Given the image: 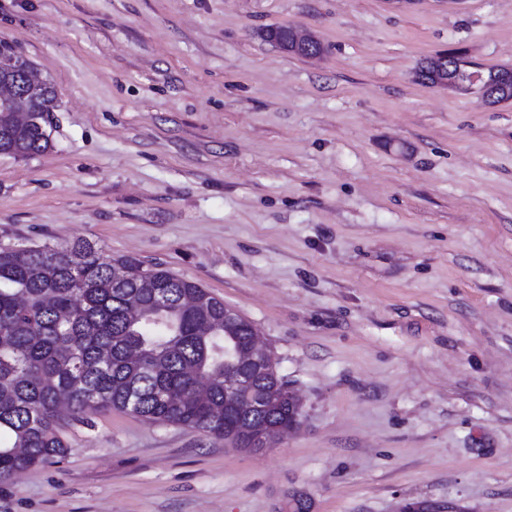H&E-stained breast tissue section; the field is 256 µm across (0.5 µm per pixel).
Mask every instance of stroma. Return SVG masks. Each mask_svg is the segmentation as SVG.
<instances>
[{
	"mask_svg": "<svg viewBox=\"0 0 512 512\" xmlns=\"http://www.w3.org/2000/svg\"><path fill=\"white\" fill-rule=\"evenodd\" d=\"M0 41L58 100L50 150L0 155V244L199 283L304 409L260 453L66 419L0 512H512V100L414 78L512 70V0H0ZM263 37L288 53L300 57H315L325 50L321 41L312 34H305L302 41H296L294 30L288 26L270 27L265 30ZM448 64V65H447ZM483 70L487 78H497L500 74L511 73V70L489 67L483 69L481 65L468 61L457 55H448V62L437 66L422 65L415 71V80L427 85L448 87L449 78H457L463 81L466 74L477 70Z\"/></svg>",
	"mask_w": 512,
	"mask_h": 512,
	"instance_id": "obj_1",
	"label": "stroma"
}]
</instances>
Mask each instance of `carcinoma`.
Instances as JSON below:
<instances>
[{"label":"carcinoma","instance_id":"cac0c4a2","mask_svg":"<svg viewBox=\"0 0 512 512\" xmlns=\"http://www.w3.org/2000/svg\"><path fill=\"white\" fill-rule=\"evenodd\" d=\"M263 37L300 57L324 52L314 35L298 42L288 26ZM479 69L491 79L508 73L450 55L446 64L417 68L415 80L446 87ZM28 100L41 115L57 108L49 82ZM50 147L45 130L0 115L1 153L29 157ZM115 269L123 271L119 281ZM154 288L166 293L158 309L150 307ZM253 334L248 320L224 323V301L197 283L135 257H112L84 241L0 245V484L69 454L59 433L62 396L81 422L113 410L222 440L229 419L243 436L268 430L274 446L289 418L280 376L253 378L261 408L250 415H236L225 398L226 381L239 372L233 353Z\"/></svg>","mask_w":512,"mask_h":512}]
</instances>
